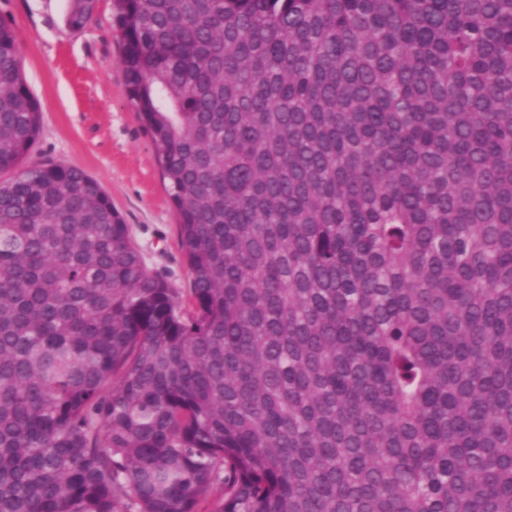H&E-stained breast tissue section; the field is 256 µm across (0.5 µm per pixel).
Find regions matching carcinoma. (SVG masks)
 <instances>
[{"instance_id": "1", "label": "carcinoma", "mask_w": 512, "mask_h": 512, "mask_svg": "<svg viewBox=\"0 0 512 512\" xmlns=\"http://www.w3.org/2000/svg\"><path fill=\"white\" fill-rule=\"evenodd\" d=\"M115 2L191 297L0 22V512H512V0Z\"/></svg>"}]
</instances>
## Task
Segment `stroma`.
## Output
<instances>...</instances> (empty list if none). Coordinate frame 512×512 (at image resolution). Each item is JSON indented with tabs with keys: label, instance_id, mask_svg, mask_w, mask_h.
Returning <instances> with one entry per match:
<instances>
[{
	"label": "stroma",
	"instance_id": "1",
	"mask_svg": "<svg viewBox=\"0 0 512 512\" xmlns=\"http://www.w3.org/2000/svg\"><path fill=\"white\" fill-rule=\"evenodd\" d=\"M70 0H0L14 31L26 82L41 104L42 129L29 161L78 167L109 195L152 269L181 298L193 277L178 218L150 138L125 95L113 0H98L85 27L68 25Z\"/></svg>",
	"mask_w": 512,
	"mask_h": 512
}]
</instances>
